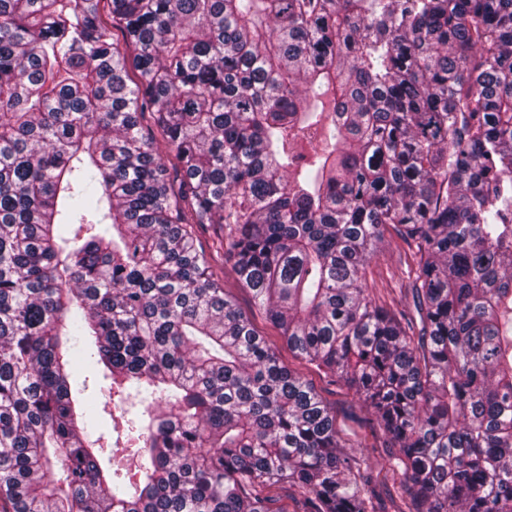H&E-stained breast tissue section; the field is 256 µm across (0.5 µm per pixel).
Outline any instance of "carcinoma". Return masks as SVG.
Wrapping results in <instances>:
<instances>
[{
	"label": "carcinoma",
	"mask_w": 512,
	"mask_h": 512,
	"mask_svg": "<svg viewBox=\"0 0 512 512\" xmlns=\"http://www.w3.org/2000/svg\"><path fill=\"white\" fill-rule=\"evenodd\" d=\"M388 233L409 321L368 288ZM88 337L137 474L75 398ZM374 480L512 512V0H0V512H376ZM214 266L216 272L224 276L226 292L235 299L244 312L252 316L256 329L277 348L282 362L291 369L298 370L311 381L326 403L334 409L337 427L341 431V435L351 444L356 443L357 440H362L369 446H379L382 441L381 433L378 432L376 437L371 435L370 419L372 416L354 392L345 387L327 385L325 380L313 368L288 351V347L280 338L278 330L265 320L254 307L251 292L238 280L232 270L231 263L225 264L224 258H215Z\"/></svg>",
	"instance_id": "1"
}]
</instances>
